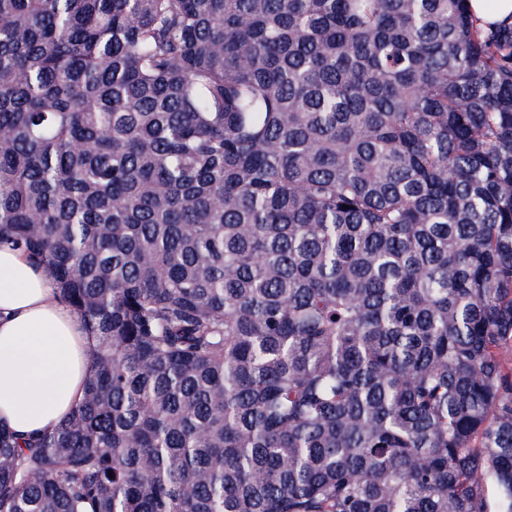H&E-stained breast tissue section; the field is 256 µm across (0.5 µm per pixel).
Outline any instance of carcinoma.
I'll return each mask as SVG.
<instances>
[{
	"label": "carcinoma",
	"mask_w": 512,
	"mask_h": 512,
	"mask_svg": "<svg viewBox=\"0 0 512 512\" xmlns=\"http://www.w3.org/2000/svg\"><path fill=\"white\" fill-rule=\"evenodd\" d=\"M469 0H0V246L97 336L0 512H512V24Z\"/></svg>",
	"instance_id": "carcinoma-1"
}]
</instances>
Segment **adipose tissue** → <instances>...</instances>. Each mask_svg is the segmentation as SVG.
<instances>
[{
  "label": "adipose tissue",
  "mask_w": 512,
  "mask_h": 512,
  "mask_svg": "<svg viewBox=\"0 0 512 512\" xmlns=\"http://www.w3.org/2000/svg\"><path fill=\"white\" fill-rule=\"evenodd\" d=\"M96 343L51 269L0 247V424L22 438L60 425L83 398Z\"/></svg>",
  "instance_id": "adipose-tissue-1"
}]
</instances>
